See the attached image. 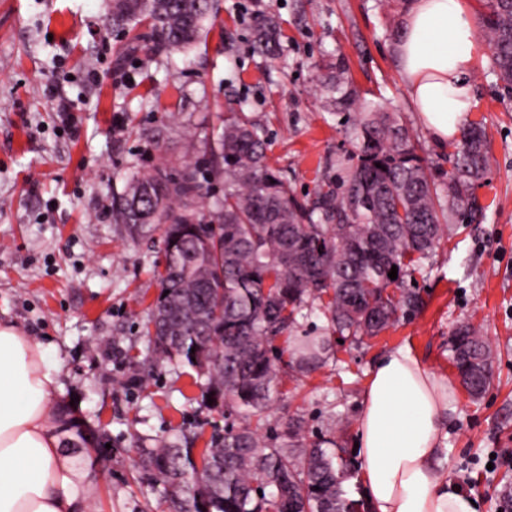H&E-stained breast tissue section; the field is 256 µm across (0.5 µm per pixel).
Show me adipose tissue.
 Listing matches in <instances>:
<instances>
[{
  "mask_svg": "<svg viewBox=\"0 0 512 512\" xmlns=\"http://www.w3.org/2000/svg\"><path fill=\"white\" fill-rule=\"evenodd\" d=\"M397 65L419 118L447 149L478 102L470 74L481 53L462 0H412ZM41 342L0 322V512H84L90 463L67 447ZM448 387L406 348L376 364L357 422L370 512H478L448 476L440 448Z\"/></svg>",
  "mask_w": 512,
  "mask_h": 512,
  "instance_id": "1",
  "label": "adipose tissue"
}]
</instances>
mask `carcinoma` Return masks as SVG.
Masks as SVG:
<instances>
[{
    "mask_svg": "<svg viewBox=\"0 0 512 512\" xmlns=\"http://www.w3.org/2000/svg\"><path fill=\"white\" fill-rule=\"evenodd\" d=\"M218 11V0H112V24L145 27L129 49L171 60L199 42ZM482 24L492 72L512 91V0H486ZM252 49L280 57L272 17H255ZM346 73L338 56L320 83L329 110L359 108L350 132L356 163L340 178H322L313 199L290 193L243 111L229 113L201 151L161 155L112 193V223L129 239L159 233V293L145 325L152 353L195 371L204 380L201 407L224 418V432L201 450L190 436L138 449L144 474L165 485L171 512H365L344 490L356 466L341 430L308 442L302 418L291 417L263 436L265 413L281 374L306 376L337 362L332 335L362 343L399 315L420 312L424 299L406 282L441 247L452 217H483L475 196L489 166L483 125L463 126L440 180L395 114L360 102ZM215 185L223 193L212 199ZM313 316L326 326L288 349L274 344ZM450 358L468 394L482 396L491 382L482 336L457 328ZM198 457L201 490L193 482Z\"/></svg>",
    "mask_w": 512,
    "mask_h": 512,
    "instance_id": "carcinoma-1",
    "label": "carcinoma"
}]
</instances>
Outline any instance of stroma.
I'll return each mask as SVG.
<instances>
[{"instance_id": "35a3bbf8", "label": "stroma", "mask_w": 512, "mask_h": 512, "mask_svg": "<svg viewBox=\"0 0 512 512\" xmlns=\"http://www.w3.org/2000/svg\"><path fill=\"white\" fill-rule=\"evenodd\" d=\"M406 0H220L200 43L172 66L125 53L105 0H0V322L47 348L56 405L73 404L91 449L96 493L87 512H170L162 483L139 478L135 448L201 419V388L180 368L155 364L144 324L159 293L158 258L112 222V192L157 150L149 135L165 113L191 130L218 128L246 102L266 133L269 156L293 194L314 195L324 175L353 164L348 123L323 106L315 66L343 56L362 99L395 113L436 172H447L415 111L395 58ZM278 18L287 60L250 49L252 18ZM483 45L471 74L490 166L477 190L485 217L459 224L416 276L425 306L378 337L337 348L336 369L284 378L270 425L301 416L307 438L333 420L347 448L376 362L407 347L453 394L444 420L448 472L498 512L512 490V94H503ZM73 101L69 119L55 110ZM468 324L493 353L492 379L469 397L449 360V338Z\"/></svg>"}]
</instances>
